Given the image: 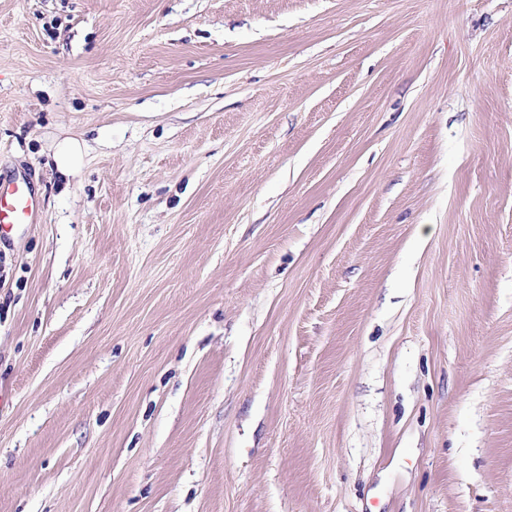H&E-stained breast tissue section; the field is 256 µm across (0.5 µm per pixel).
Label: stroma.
<instances>
[{
    "mask_svg": "<svg viewBox=\"0 0 512 512\" xmlns=\"http://www.w3.org/2000/svg\"><path fill=\"white\" fill-rule=\"evenodd\" d=\"M0 179V512H512V0H0ZM81 146L75 140H69L63 144L58 153V168L63 175H70L74 171V166L80 164ZM35 209L36 200L26 183L5 184L0 179V242L5 238V226L25 223L32 218Z\"/></svg>",
    "mask_w": 512,
    "mask_h": 512,
    "instance_id": "35a3bbf8",
    "label": "stroma"
}]
</instances>
